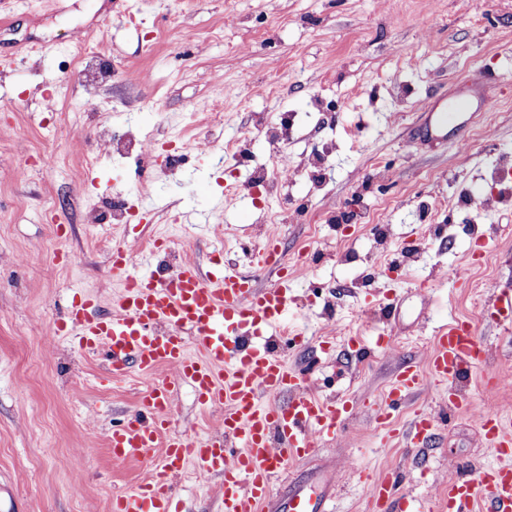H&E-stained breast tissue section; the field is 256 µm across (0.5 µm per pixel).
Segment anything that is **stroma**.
<instances>
[{
	"label": "stroma",
	"mask_w": 512,
	"mask_h": 512,
	"mask_svg": "<svg viewBox=\"0 0 512 512\" xmlns=\"http://www.w3.org/2000/svg\"><path fill=\"white\" fill-rule=\"evenodd\" d=\"M77 45L86 62L71 63ZM479 78L494 104L464 138L412 142L425 98ZM237 138L245 150L225 158ZM510 156L512 0H0V512H112L148 475L114 462L109 437L163 372L102 380L101 359L56 330L74 296L115 309L113 246L164 269L192 257L246 270L242 241L262 245L271 224L294 315L292 342L270 346L316 362L307 388L355 414L288 462L262 512L328 479L334 512H372L369 483L391 468L403 495L427 500L460 467L496 465L477 413L441 425L434 447H403L417 412H441L437 391L396 408L389 436L374 410L460 317L489 370L512 375V325L495 310L512 288V208L459 204L464 190L492 195ZM284 162L275 196L252 199L255 170ZM116 200L148 225L113 223ZM380 332L391 345L356 358ZM170 428L202 436L221 419L185 384ZM220 484L188 469L172 492L184 512H220Z\"/></svg>",
	"instance_id": "35a3bbf8"
}]
</instances>
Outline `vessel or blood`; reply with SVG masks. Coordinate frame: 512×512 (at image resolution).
I'll return each mask as SVG.
<instances>
[{
	"instance_id": "vessel-or-blood-1",
	"label": "vessel or blood",
	"mask_w": 512,
	"mask_h": 512,
	"mask_svg": "<svg viewBox=\"0 0 512 512\" xmlns=\"http://www.w3.org/2000/svg\"><path fill=\"white\" fill-rule=\"evenodd\" d=\"M467 102L442 109L425 100L418 126L426 137L447 138L462 131ZM112 270L122 275L124 292L116 312L91 317L94 298L72 300L59 330L77 334L82 349L101 356L106 379L121 378L130 368L152 374L169 366L167 377L139 398V410L113 428L109 438L115 462L156 460L152 475L132 493L114 499L112 512H178L171 495L173 478L193 466L199 481L223 480V512H260L271 482L289 460L312 455L322 435H341L352 414L349 401L323 400L309 393L300 372L257 338L285 326L288 283L277 280L260 288L259 271L280 268L278 236L267 233L253 253V271L231 262L221 273L203 272L192 259L173 272L146 273L131 249L114 247ZM197 354L189 356L187 345ZM485 363L484 348L471 324L459 322L440 330L427 367L409 363L397 373L390 390L399 402L416 390L442 387L452 411H474L459 382ZM189 383L201 404L223 417V431L202 438L169 433L174 398L180 383ZM484 438L499 462L449 485L431 506L395 499L396 473L375 478L370 487L374 512H473L486 502L487 512H512V419L481 412ZM438 424L436 414L417 413L402 437L410 448H425ZM327 496L297 491L282 512H327Z\"/></svg>"
}]
</instances>
